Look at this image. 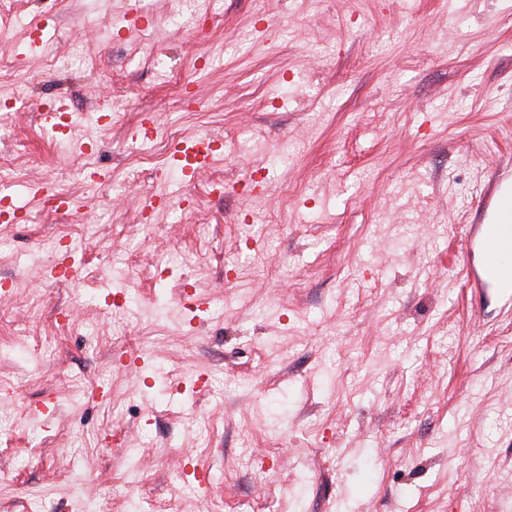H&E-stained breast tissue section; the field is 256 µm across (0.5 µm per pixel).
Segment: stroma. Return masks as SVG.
I'll return each instance as SVG.
<instances>
[{
	"mask_svg": "<svg viewBox=\"0 0 512 512\" xmlns=\"http://www.w3.org/2000/svg\"><path fill=\"white\" fill-rule=\"evenodd\" d=\"M195 7L12 0L0 512H506L512 296L471 287L466 246L512 170V0ZM60 100L86 159L41 118ZM171 127L223 141L186 188ZM65 251L82 280L40 278Z\"/></svg>",
	"mask_w": 512,
	"mask_h": 512,
	"instance_id": "1",
	"label": "stroma"
}]
</instances>
